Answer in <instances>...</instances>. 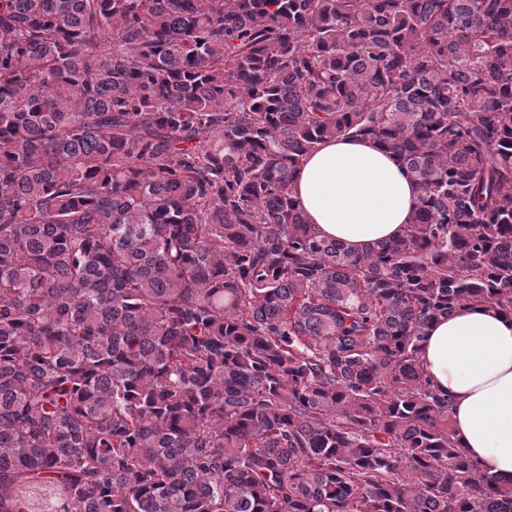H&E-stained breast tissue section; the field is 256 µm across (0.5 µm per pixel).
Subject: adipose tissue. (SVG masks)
Wrapping results in <instances>:
<instances>
[{"instance_id": "obj_1", "label": "adipose tissue", "mask_w": 512, "mask_h": 512, "mask_svg": "<svg viewBox=\"0 0 512 512\" xmlns=\"http://www.w3.org/2000/svg\"><path fill=\"white\" fill-rule=\"evenodd\" d=\"M293 192L322 236L365 250L400 235L418 191L393 155L365 140H329L298 170ZM420 364L450 404L466 454L512 479V313L464 306L430 324Z\"/></svg>"}]
</instances>
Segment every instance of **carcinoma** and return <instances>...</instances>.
Here are the masks:
<instances>
[{
    "label": "carcinoma",
    "mask_w": 512,
    "mask_h": 512,
    "mask_svg": "<svg viewBox=\"0 0 512 512\" xmlns=\"http://www.w3.org/2000/svg\"><path fill=\"white\" fill-rule=\"evenodd\" d=\"M367 138L355 252L292 192ZM512 310V0H0V512H512L419 363ZM293 192L320 235L356 251L400 235L418 202L393 155L355 139L319 145L297 171Z\"/></svg>",
    "instance_id": "cac0c4a2"
}]
</instances>
